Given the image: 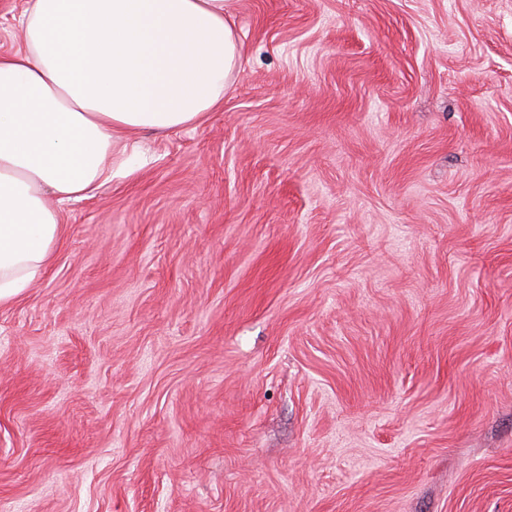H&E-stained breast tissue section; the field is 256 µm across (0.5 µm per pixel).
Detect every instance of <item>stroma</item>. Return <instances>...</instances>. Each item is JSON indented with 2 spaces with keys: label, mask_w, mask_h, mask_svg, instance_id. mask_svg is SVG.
<instances>
[{
  "label": "stroma",
  "mask_w": 512,
  "mask_h": 512,
  "mask_svg": "<svg viewBox=\"0 0 512 512\" xmlns=\"http://www.w3.org/2000/svg\"><path fill=\"white\" fill-rule=\"evenodd\" d=\"M231 20L0 305V512H512V0Z\"/></svg>",
  "instance_id": "stroma-1"
}]
</instances>
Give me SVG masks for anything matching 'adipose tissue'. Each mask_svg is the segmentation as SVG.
Returning <instances> with one entry per match:
<instances>
[{
    "mask_svg": "<svg viewBox=\"0 0 512 512\" xmlns=\"http://www.w3.org/2000/svg\"><path fill=\"white\" fill-rule=\"evenodd\" d=\"M230 0H27L0 51V303L44 274L59 213L202 123L241 60Z\"/></svg>",
    "mask_w": 512,
    "mask_h": 512,
    "instance_id": "obj_1",
    "label": "adipose tissue"
}]
</instances>
